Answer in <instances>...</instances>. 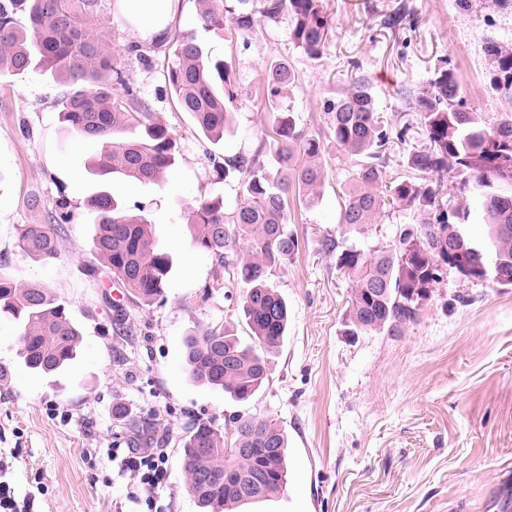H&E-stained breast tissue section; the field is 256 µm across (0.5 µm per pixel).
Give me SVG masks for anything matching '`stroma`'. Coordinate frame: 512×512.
<instances>
[{"label":"stroma","mask_w":512,"mask_h":512,"mask_svg":"<svg viewBox=\"0 0 512 512\" xmlns=\"http://www.w3.org/2000/svg\"><path fill=\"white\" fill-rule=\"evenodd\" d=\"M105 0L98 19L127 84L149 101L173 134L175 165L156 184L95 176L96 145L60 122L67 85L27 70L0 77V274L38 283L64 302L82 334L76 360L59 376L20 362L18 323L0 317V455L14 456L7 479L33 493L34 512H135L131 473L114 448H159L167 457L160 491L166 512H200L188 492L181 440L200 421L231 431L240 418L275 420L288 438V482L245 512H512V288L445 270L417 320L402 331L347 332L351 290L338 269L346 250L372 255L429 213L392 207L377 223L341 224V187L351 160L328 138L322 101L364 77L389 125L408 127L386 152L387 180L412 177L410 153L424 149L416 98L441 66L453 68L468 108L488 123L512 113L483 54L485 39L512 46V7L499 0H321L330 33L318 58L290 37L287 18L264 17L234 38L206 35L213 57L232 60L241 88L223 140L205 137L171 98L168 44L134 46ZM288 61L295 130L319 139L327 174L319 200L289 201L287 229L299 251L270 279L290 310L288 333L270 358L265 385L246 402L192 381L185 336L225 328L249 342L244 285L194 246L188 224L196 200L236 191L213 163L241 153L274 166V116L265 110L264 69ZM441 208L469 204L465 226L487 241V226L453 175L438 176ZM106 190L141 203L159 249L172 258L163 298L146 304L105 274L91 253L88 197ZM41 195L44 208L29 199ZM69 220L58 256L37 260L19 246L26 224H43L58 202Z\"/></svg>","instance_id":"obj_1"}]
</instances>
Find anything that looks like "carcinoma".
<instances>
[{"label":"carcinoma","mask_w":512,"mask_h":512,"mask_svg":"<svg viewBox=\"0 0 512 512\" xmlns=\"http://www.w3.org/2000/svg\"><path fill=\"white\" fill-rule=\"evenodd\" d=\"M101 0H0V74L29 69L52 71L75 87L60 102L59 119L79 137L101 145L91 170L119 174L142 184L161 181L175 163V139L149 104L127 85L112 63L104 38L96 30ZM227 0H196L197 22L206 32L224 36V14L235 16L236 30L252 27L248 13L235 14ZM268 18L284 15L292 24L291 36L311 58L321 55L328 38V20L319 0H264ZM167 80L171 97L188 113L200 131L219 141L229 131L239 96L233 65L211 57L195 35L171 40ZM484 54L493 68L494 87L512 100V48L489 39ZM295 81L282 61L265 66V105L278 112L272 174L253 156L238 154L214 163L229 179L240 174L235 205L224 198H205L191 207L190 225L195 246L222 265L232 258L236 274L246 284L243 312L252 343L219 328H202L185 338V370L190 379L219 388L239 402L252 398L268 380L269 356L280 346L288 326V304L269 284L274 270L299 248L286 230L288 194L307 203L319 197L325 178L320 141L301 139L294 119L285 114L283 100ZM420 125L428 149L412 153L410 168L452 173L470 189L484 221L491 229L496 259L512 273V172L498 170L499 154H512V114L497 123H485L464 107L461 85L453 69L442 67L419 95ZM327 133L336 148L352 158L344 185L341 223L352 228L377 223L392 206L420 211L437 207L439 184L408 178L386 181L383 148L395 139L406 140L409 128L394 132L380 120L368 85L360 78L334 98L323 100ZM302 164H296V157ZM95 226L93 256L144 303L163 297L172 268L170 255L156 248L143 210L119 203L99 191L87 200ZM470 207L439 211L434 221L420 226L425 249L407 261L402 253L414 232L405 231L385 250L371 257L357 251L340 256L350 288L349 326L354 335L401 330L414 322L429 296L421 294L440 283L448 260V234L476 248L461 226ZM247 247L238 249L239 241ZM23 250L36 258L57 255L54 229L48 224H27L20 234ZM0 312L21 323L20 357L31 372L52 377L76 358L80 330L66 305L39 284H18L0 275ZM234 442L241 448L269 449L259 454L234 453L228 436L214 423H197L182 446L187 491L204 512H237V508L280 493L287 485L288 438L272 419L235 421ZM261 474L258 486L241 493L224 482V471Z\"/></svg>","instance_id":"carcinoma-1"}]
</instances>
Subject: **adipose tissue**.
<instances>
[{"mask_svg":"<svg viewBox=\"0 0 512 512\" xmlns=\"http://www.w3.org/2000/svg\"><path fill=\"white\" fill-rule=\"evenodd\" d=\"M179 0H116L114 18L140 44L166 38L172 31Z\"/></svg>","mask_w":512,"mask_h":512,"instance_id":"1","label":"adipose tissue"}]
</instances>
